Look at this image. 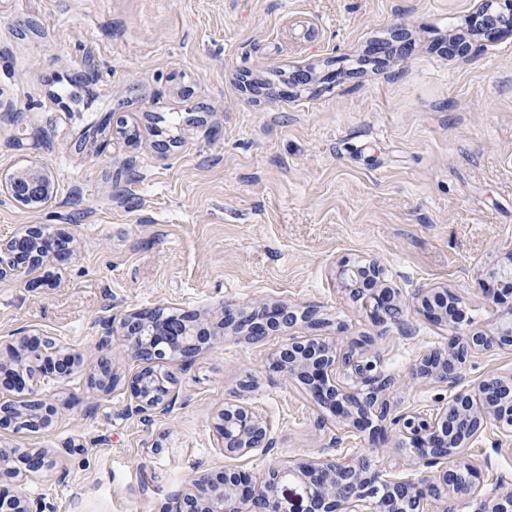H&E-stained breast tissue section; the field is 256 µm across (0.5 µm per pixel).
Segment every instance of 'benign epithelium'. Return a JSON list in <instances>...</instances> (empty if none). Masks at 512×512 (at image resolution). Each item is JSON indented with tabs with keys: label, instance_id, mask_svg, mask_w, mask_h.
Segmentation results:
<instances>
[{
	"label": "benign epithelium",
	"instance_id": "7a95c632",
	"mask_svg": "<svg viewBox=\"0 0 512 512\" xmlns=\"http://www.w3.org/2000/svg\"><path fill=\"white\" fill-rule=\"evenodd\" d=\"M500 12L483 11L471 25L483 32L502 28L512 22V0H498ZM30 205H45L53 197L51 178L39 168L0 177V198ZM73 237L44 224H29L8 240L0 241V278L41 265L53 254H73ZM499 283L512 285V254L490 271ZM342 276L350 295L370 304L372 316L379 322L398 327L405 324L407 309L400 292L390 287L382 269L369 266H342ZM371 279L379 288L369 295L354 287L360 279ZM435 310V317L448 322L455 302L448 292L434 299L423 298ZM314 327L320 325L316 311L300 313L285 304H264L257 313H245L224 306V317L213 329L198 327L197 313L170 314L161 309L131 311L119 320L103 324L99 344L110 345L119 331L133 357L144 364L129 383L135 410L147 411L163 406L165 395H152L161 388L170 390L175 373L152 370L156 363L177 360L187 364L206 343L217 342L224 331L252 343L290 327L298 318ZM494 345H512V318L499 323L493 331L471 330L454 336L448 346L424 353L413 364L410 378L435 381L455 390L448 401L429 413L395 412L388 399L400 380L379 368L380 358L318 336L303 340L288 339L271 355L268 370L298 379L313 399L358 430L386 424L396 431L399 441L408 445L409 457L420 460L429 471L409 474L401 466L380 469L367 457L346 461L325 455L305 462L271 466L259 480L241 470H226L213 479L199 473L190 483L176 490L161 512H427L428 498L446 493L474 505V512H512V486L489 497L478 495L480 473L466 462L460 450L476 438L487 422L512 433V374L491 372L474 385H462V369L469 354ZM11 362L0 361V378L27 392L25 405L0 403V430L41 431L49 427L57 410L37 394L38 380L70 373L78 355L63 353L53 339L37 334L19 337L12 348ZM88 383L99 390L114 383L110 363L102 358L87 375ZM224 443V453L243 456L272 447L268 428L252 410L239 406L224 410L215 424ZM53 466L49 452L31 448L14 456L0 448V479H16L21 474L43 471ZM294 486V497L283 488ZM19 512H56L54 503L44 497L29 498L22 490L12 494Z\"/></svg>",
	"mask_w": 512,
	"mask_h": 512
}]
</instances>
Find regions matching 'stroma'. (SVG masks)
Segmentation results:
<instances>
[{
	"mask_svg": "<svg viewBox=\"0 0 512 512\" xmlns=\"http://www.w3.org/2000/svg\"><path fill=\"white\" fill-rule=\"evenodd\" d=\"M486 0H0V173L40 167L42 206L0 203V240L28 224L75 238L64 261L0 278V359L34 329L84 368L41 380L56 419L0 447L44 448L50 472L21 488L58 512H160L196 469L269 466L340 453L387 469L405 460L390 430L347 428L305 387L266 369L271 337L229 336L177 373L170 413H136L141 365L120 337L99 350L98 318L157 306L250 312L263 302L318 310L292 336H367L406 381L400 408L432 411L446 385L407 382L450 337L489 327L512 298L488 301L493 263L512 252V32L471 34ZM454 35L472 47L448 48ZM100 79L80 83L87 59ZM310 83L289 88L296 69ZM24 124L12 121L13 113ZM381 266L409 302L407 324L376 323L342 263ZM445 288L436 321L417 289ZM107 353L110 392L87 385ZM512 373V346L468 357L466 383ZM252 380L248 392L241 381ZM242 402L267 422V453L229 457L214 428ZM465 454L482 492L512 480V438L487 426Z\"/></svg>",
	"mask_w": 512,
	"mask_h": 512,
	"instance_id": "35a3bbf8",
	"label": "stroma"
}]
</instances>
